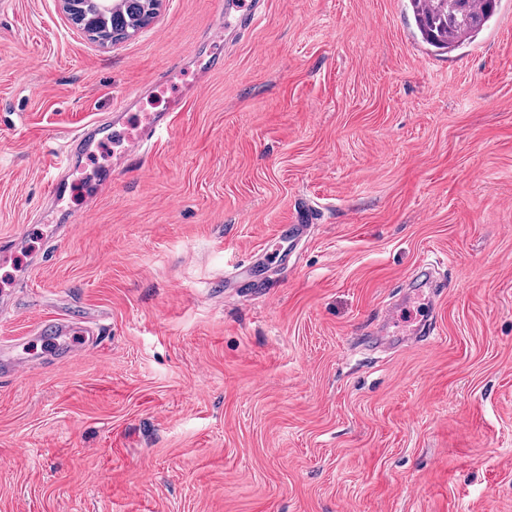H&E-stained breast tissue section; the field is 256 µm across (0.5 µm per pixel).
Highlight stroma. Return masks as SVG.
<instances>
[{"label":"stroma","instance_id":"1","mask_svg":"<svg viewBox=\"0 0 512 512\" xmlns=\"http://www.w3.org/2000/svg\"><path fill=\"white\" fill-rule=\"evenodd\" d=\"M407 5L163 0L103 47L0 0V349L99 332L0 379V512H512V0L443 56ZM135 90L48 198L42 150ZM403 297L431 333L376 348ZM254 0H224V15L232 12H239L237 17V27L241 31L246 25L253 22L255 17ZM172 118L169 112H160L157 116L154 115L149 123L143 128L139 138L134 140L131 144V155L140 153L147 147L154 146L158 140V134L166 130L171 124ZM41 340L40 353L46 361L66 362L84 352L89 338L94 342L97 337L90 322L74 315L55 317L42 322L36 333Z\"/></svg>","mask_w":512,"mask_h":512}]
</instances>
